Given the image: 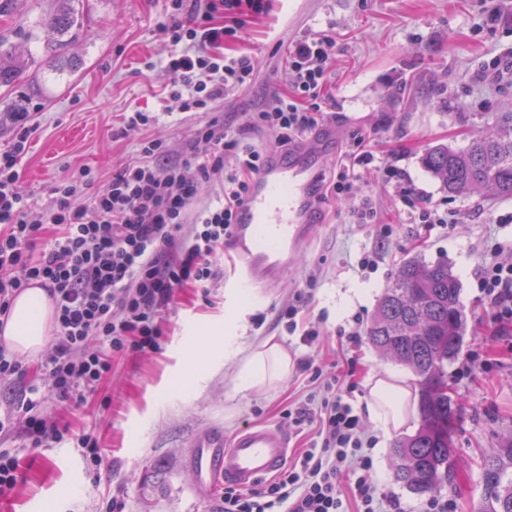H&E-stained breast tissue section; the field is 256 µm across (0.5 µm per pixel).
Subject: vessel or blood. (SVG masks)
Here are the masks:
<instances>
[{"label": "vessel or blood", "instance_id": "b4317fda", "mask_svg": "<svg viewBox=\"0 0 512 512\" xmlns=\"http://www.w3.org/2000/svg\"><path fill=\"white\" fill-rule=\"evenodd\" d=\"M335 136L331 127L289 155H267L238 210L230 240V257L238 262L244 278L258 273L269 282L277 279L289 257L301 248L309 224L317 219L313 188L324 146ZM195 448L192 464L202 489H211L219 479L249 489L285 465L289 439L277 426L249 427L230 439L211 430L199 436Z\"/></svg>", "mask_w": 512, "mask_h": 512}]
</instances>
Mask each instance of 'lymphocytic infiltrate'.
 Returning <instances> with one entry per match:
<instances>
[{
	"label": "lymphocytic infiltrate",
	"instance_id": "1",
	"mask_svg": "<svg viewBox=\"0 0 512 512\" xmlns=\"http://www.w3.org/2000/svg\"><path fill=\"white\" fill-rule=\"evenodd\" d=\"M267 0H168L156 31L172 44L166 69L168 97L185 112L212 118L197 131L198 147L173 149L159 140L139 144L140 159L115 172L90 201L82 196L88 171L51 188L52 201L32 212L22 191L20 163L32 134L31 115L7 112L14 139L0 152V316L14 298L36 285L55 309L52 354L41 362L43 386L32 385L10 413L0 415V434L21 430L28 447L61 440L54 422L37 413L41 390L83 402L112 370L113 354L159 346L160 319L188 287L218 276V256L232 236L236 212L266 158L248 141L267 131L284 144H299L325 121L326 72L335 56L332 35L304 34L288 44L285 88L272 94L245 124L227 128L214 115L226 95L249 85L255 58L228 52L246 17L264 14ZM375 160L365 140L346 151L325 195L347 200L354 183ZM222 181L224 201L203 204L204 188ZM60 226L40 240L43 225ZM512 242L492 239L477 278L483 313L498 338L512 337V264L499 254ZM318 409H288V425L317 423L320 446L303 451L288 469L252 492L225 488L223 512H402L399 500L382 496L373 480L371 443L365 440L348 392L322 382Z\"/></svg>",
	"mask_w": 512,
	"mask_h": 512
}]
</instances>
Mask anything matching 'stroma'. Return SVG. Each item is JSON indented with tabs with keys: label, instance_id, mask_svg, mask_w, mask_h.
Instances as JSON below:
<instances>
[{
	"label": "stroma",
	"instance_id": "1",
	"mask_svg": "<svg viewBox=\"0 0 512 512\" xmlns=\"http://www.w3.org/2000/svg\"><path fill=\"white\" fill-rule=\"evenodd\" d=\"M51 3L14 0L11 12L0 15V37L29 65L16 91L29 98L36 125L21 161L22 189L36 211L50 203L55 181L90 169L85 194L93 196L113 171L138 160L141 138L180 149L195 143L198 127L210 118L176 106L163 109L173 47L154 23L166 0H82L84 29L67 47L80 66L64 72L46 51L52 34L41 25ZM494 9L512 14V0H268L265 14L248 19L233 47L255 56L258 67L249 88L226 96L225 124L242 126L270 91L283 88L288 41L305 33L333 35L326 109L335 113L340 134L326 151L321 175H333L354 135L365 136L378 165L357 182L352 197L375 193L381 223H350L344 205L329 201L276 287L256 284L239 295L240 271L228 263L207 289H183L163 316L157 351L113 355L111 375L82 406L45 396L41 411L59 423L60 441L33 449L21 433L0 436V448L12 450L23 474L13 492L0 497V512H105L115 499L123 512H216L220 494L196 489V435L216 425L228 438L250 424L281 427L288 406L314 409L324 395L295 367L269 390L238 391L235 364L224 359L225 337H237L245 351L273 338L292 360L311 359L324 377L352 387L356 408H363L369 376L407 368L369 341L346 347L338 330L357 321L369 326L384 289L415 256L447 261L461 284L468 344L483 346L492 362L487 374L471 381L457 378V364L446 368L448 394L457 405L452 443L458 469L439 496L453 500L459 512H474L484 492V458L512 438V349L483 320L474 279L486 240L512 236V225L496 222L512 212V198L448 194L421 158L429 147L459 148L495 132L499 116L512 113V23L481 26ZM134 107L158 119L122 135ZM388 164L403 169L431 205L459 214L460 224L412 223L397 186L387 181ZM371 249L379 254L378 268L361 273L357 261ZM295 300L306 322L324 324L314 346L301 345L279 320L282 307ZM206 337L213 340V357L198 367L191 350ZM363 425L375 441L379 492L398 497L404 512H425L426 497L395 482L391 470L394 441L413 434L419 417L387 432L368 419ZM81 434L98 439L100 469H92L77 448Z\"/></svg>",
	"mask_w": 512,
	"mask_h": 512
}]
</instances>
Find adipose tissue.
<instances>
[{
	"label": "adipose tissue",
	"instance_id": "ef3b65f1",
	"mask_svg": "<svg viewBox=\"0 0 512 512\" xmlns=\"http://www.w3.org/2000/svg\"><path fill=\"white\" fill-rule=\"evenodd\" d=\"M55 321L54 306L44 289L33 287L15 299L9 318L0 328V339L14 352L35 355L51 339ZM225 358L236 359L237 388L241 391H263L287 376L291 360L287 351L267 339L241 353L236 337L224 339ZM365 409L372 422L382 429H400L410 419L408 404L412 391L408 380L388 372L371 379Z\"/></svg>",
	"mask_w": 512,
	"mask_h": 512
}]
</instances>
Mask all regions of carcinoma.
Wrapping results in <instances>:
<instances>
[{
    "mask_svg": "<svg viewBox=\"0 0 512 512\" xmlns=\"http://www.w3.org/2000/svg\"><path fill=\"white\" fill-rule=\"evenodd\" d=\"M77 0H57L42 25L55 40L47 51H62L68 36L82 27ZM22 65L0 41V87H13ZM423 166L450 194L481 189L489 195L512 197V115L503 117L499 131L476 137L461 148L431 147ZM461 287L446 262L421 257L405 260L378 300L368 328L371 344L407 366L417 377L421 423L416 432L396 441L391 469L396 482L419 495L434 492L454 480L457 458L452 429L457 412L446 386L445 366L462 352L467 314ZM484 495L478 512H512V440L498 454L483 460Z\"/></svg>",
    "mask_w": 512,
    "mask_h": 512,
    "instance_id": "1",
    "label": "carcinoma"
}]
</instances>
